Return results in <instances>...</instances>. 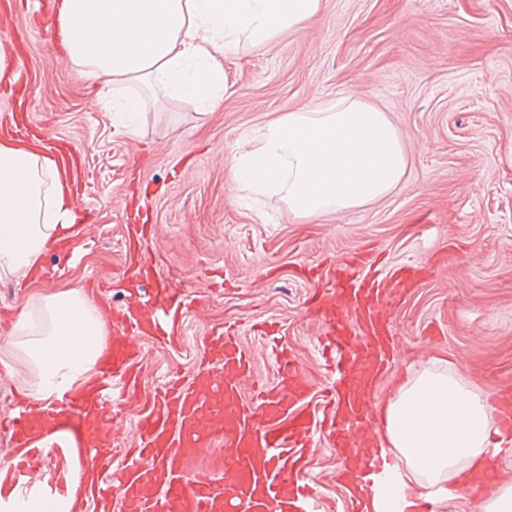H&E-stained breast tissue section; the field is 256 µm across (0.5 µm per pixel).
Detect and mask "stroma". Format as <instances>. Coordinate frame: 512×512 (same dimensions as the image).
Listing matches in <instances>:
<instances>
[{
	"instance_id": "obj_1",
	"label": "stroma",
	"mask_w": 512,
	"mask_h": 512,
	"mask_svg": "<svg viewBox=\"0 0 512 512\" xmlns=\"http://www.w3.org/2000/svg\"><path fill=\"white\" fill-rule=\"evenodd\" d=\"M45 2L31 0L11 28L32 86L24 110L40 132L76 148L97 236L70 263L49 253L44 266L56 268L55 286L83 292L94 274H118L124 226L144 205L160 228L158 266L207 307L185 314L180 347L142 338L141 391L191 374L204 325L227 319L239 322L258 381H275L278 344L321 377L304 307L312 284L296 272L365 246L388 264L427 268L395 313L404 370L380 401L436 359L485 394L512 381V0H321L301 30L222 58L214 112L168 98L134 132L114 120L102 81L57 59ZM342 96L385 108L407 155L395 189L314 219L294 218L276 198L235 194L228 159L238 139ZM264 322L277 341L256 331ZM339 465L320 448L304 472L325 512L349 506Z\"/></svg>"
}]
</instances>
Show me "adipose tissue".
Instances as JSON below:
<instances>
[{
  "instance_id": "adipose-tissue-1",
  "label": "adipose tissue",
  "mask_w": 512,
  "mask_h": 512,
  "mask_svg": "<svg viewBox=\"0 0 512 512\" xmlns=\"http://www.w3.org/2000/svg\"><path fill=\"white\" fill-rule=\"evenodd\" d=\"M321 0H60L53 19L71 63L106 85L139 83L148 96L114 100L118 121L132 127L160 98L187 96L216 109L224 96V72L216 55L237 53L242 44L265 45L298 30L320 9ZM45 155L0 144V273L43 269V255L72 230L70 186L55 175ZM109 328L85 294L64 289L33 294L22 303L0 368L27 372L34 402L87 386L108 339ZM489 396L455 373L423 371L398 387L382 408L388 444L408 466L394 496L404 512L416 503L412 479L428 487L443 480L465 485L492 470L487 454Z\"/></svg>"
}]
</instances>
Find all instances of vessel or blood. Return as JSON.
<instances>
[{
	"label": "vessel or blood",
	"mask_w": 512,
	"mask_h": 512,
	"mask_svg": "<svg viewBox=\"0 0 512 512\" xmlns=\"http://www.w3.org/2000/svg\"><path fill=\"white\" fill-rule=\"evenodd\" d=\"M159 232L154 224L125 227L126 262L146 285L123 306H108L112 332L96 363V384L39 409L21 397L0 415L8 452L19 459L0 472V484L63 495L64 470L90 459L76 492L98 512H321L301 474L322 423L351 475L348 512H395L394 461L364 460L360 451L382 438L376 391L399 355L390 322L416 268L385 266L361 250L320 277L308 310L318 322L328 385L319 386L284 348L276 352V381L257 382L239 327L227 322L206 329L192 377L168 379L145 404L135 392L140 338L157 333L165 344L181 345L183 317L195 306L186 290L170 292L169 275L144 252ZM493 401L500 429L511 432L512 384L497 388ZM126 414L135 418V434L115 469L109 456Z\"/></svg>",
	"instance_id": "1"
}]
</instances>
